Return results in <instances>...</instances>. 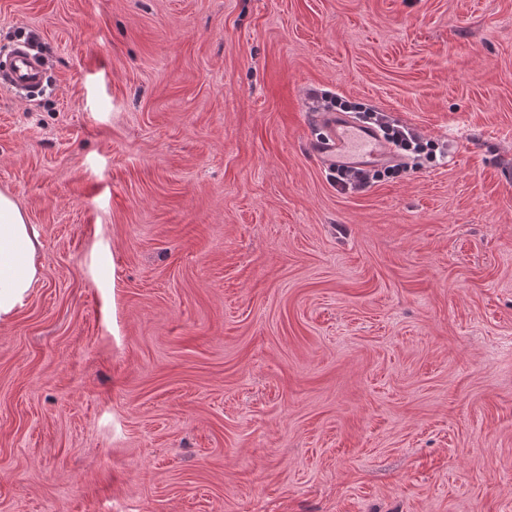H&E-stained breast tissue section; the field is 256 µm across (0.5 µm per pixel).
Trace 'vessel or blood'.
Returning <instances> with one entry per match:
<instances>
[{
  "instance_id": "obj_1",
  "label": "vessel or blood",
  "mask_w": 512,
  "mask_h": 512,
  "mask_svg": "<svg viewBox=\"0 0 512 512\" xmlns=\"http://www.w3.org/2000/svg\"><path fill=\"white\" fill-rule=\"evenodd\" d=\"M44 76L42 61L24 50H17L11 60L9 85L13 88L38 87ZM324 135L313 139V153L326 165L369 169L388 161L391 150L373 130L353 121L341 112H321L317 115Z\"/></svg>"
}]
</instances>
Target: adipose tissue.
<instances>
[{
  "mask_svg": "<svg viewBox=\"0 0 512 512\" xmlns=\"http://www.w3.org/2000/svg\"><path fill=\"white\" fill-rule=\"evenodd\" d=\"M40 235L7 193L0 192V321L11 319L38 279Z\"/></svg>",
  "mask_w": 512,
  "mask_h": 512,
  "instance_id": "ef3b65f1",
  "label": "adipose tissue"
}]
</instances>
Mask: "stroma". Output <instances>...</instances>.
Segmentation results:
<instances>
[{"mask_svg":"<svg viewBox=\"0 0 512 512\" xmlns=\"http://www.w3.org/2000/svg\"><path fill=\"white\" fill-rule=\"evenodd\" d=\"M31 32L0 512H512V0H0ZM322 90L431 162L338 190ZM374 114L377 117L378 124L380 127H387L391 132V138L396 143H401L402 145H411V144H422L423 138L413 129L404 125L396 124L395 126H391L387 121H389L388 116L385 113H382L378 110H374Z\"/></svg>","mask_w":512,"mask_h":512,"instance_id":"obj_1","label":"stroma"}]
</instances>
